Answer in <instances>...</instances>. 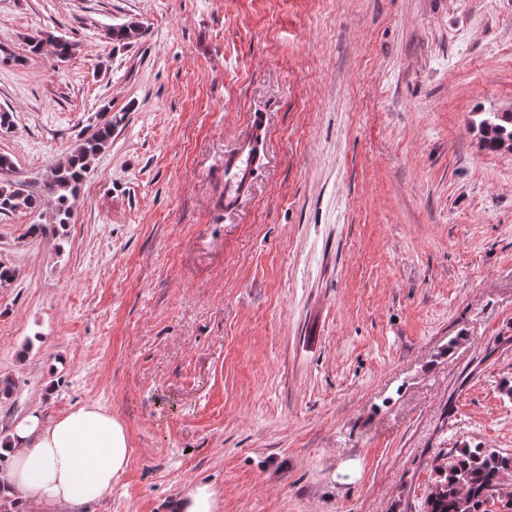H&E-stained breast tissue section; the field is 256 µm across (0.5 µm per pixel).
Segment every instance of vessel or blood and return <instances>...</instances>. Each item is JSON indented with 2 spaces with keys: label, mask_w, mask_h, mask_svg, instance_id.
I'll list each match as a JSON object with an SVG mask.
<instances>
[{
  "label": "vessel or blood",
  "mask_w": 512,
  "mask_h": 512,
  "mask_svg": "<svg viewBox=\"0 0 512 512\" xmlns=\"http://www.w3.org/2000/svg\"><path fill=\"white\" fill-rule=\"evenodd\" d=\"M265 125L254 116L251 131L224 156V208L236 210L251 190L253 178L263 162Z\"/></svg>",
  "instance_id": "b4317fda"
}]
</instances>
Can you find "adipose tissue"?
Segmentation results:
<instances>
[{
    "label": "adipose tissue",
    "instance_id": "1",
    "mask_svg": "<svg viewBox=\"0 0 512 512\" xmlns=\"http://www.w3.org/2000/svg\"><path fill=\"white\" fill-rule=\"evenodd\" d=\"M128 461L126 431L102 408L83 405L49 423L34 412L0 448V497L17 512H81L110 493Z\"/></svg>",
    "mask_w": 512,
    "mask_h": 512
}]
</instances>
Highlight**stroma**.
<instances>
[{"instance_id": "stroma-1", "label": "stroma", "mask_w": 512, "mask_h": 512, "mask_svg": "<svg viewBox=\"0 0 512 512\" xmlns=\"http://www.w3.org/2000/svg\"><path fill=\"white\" fill-rule=\"evenodd\" d=\"M39 30L74 55L27 59ZM107 105L63 250L0 215V431L94 403L129 437L82 512L197 484L218 512H422L451 452L512 453V153L475 124L512 107V0H0L20 176ZM257 112L267 159L228 213ZM142 35V27L134 21L112 26L106 33L109 42L119 47H129ZM265 125L254 114L251 131L224 154V210H236L251 190L253 178L263 162Z\"/></svg>"}]
</instances>
